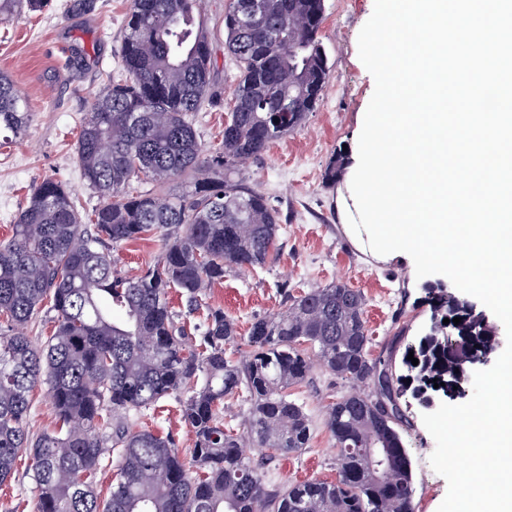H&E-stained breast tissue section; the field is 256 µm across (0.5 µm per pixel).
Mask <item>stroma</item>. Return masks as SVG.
I'll return each instance as SVG.
<instances>
[{
    "mask_svg": "<svg viewBox=\"0 0 512 512\" xmlns=\"http://www.w3.org/2000/svg\"><path fill=\"white\" fill-rule=\"evenodd\" d=\"M73 3L48 0L43 12L24 10L0 18V73L11 78L31 112L22 136L0 135V242L10 239L15 217L44 179L64 183L82 214H91L100 203L81 175L76 144L105 74L122 72L128 0H90L85 10L74 9ZM373 9L374 0H324L320 36L330 72L322 97L300 128L274 141L261 158L242 168L246 184L263 192L280 212L282 229L277 260L263 268L233 271L201 294L202 306L223 309L236 320L240 333H247L254 318L280 312L284 292L298 295L336 282L360 290L365 298L372 355L388 351L399 336L418 335L426 320L419 304L425 282L416 277L413 260L381 261L366 236L356 235L342 215L343 181L331 184L325 179L334 154L353 158L374 92V78L358 54L359 32ZM213 47L212 76L221 99L193 117L198 139L206 146L222 138L239 76L221 40H214ZM350 391L346 381L318 366L308 380L290 388L292 399L313 421L308 448L288 456L249 443L243 448L247 457L265 459L271 488L283 490L315 478L335 480L336 449L324 420L328 407ZM422 415L421 408H411L403 438L414 472L416 510L437 512L448 484L429 463L435 441ZM126 422L136 430L170 435L183 450L193 443L180 404L172 397L127 413ZM28 465V458L20 457L12 479L0 489V502L14 512H36L38 488Z\"/></svg>",
    "mask_w": 512,
    "mask_h": 512,
    "instance_id": "stroma-1",
    "label": "stroma"
}]
</instances>
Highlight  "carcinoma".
<instances>
[{"label":"carcinoma","mask_w":512,"mask_h":512,"mask_svg":"<svg viewBox=\"0 0 512 512\" xmlns=\"http://www.w3.org/2000/svg\"><path fill=\"white\" fill-rule=\"evenodd\" d=\"M245 2L227 0L224 10V50L239 82L218 148L202 145L191 121L218 98L213 34L197 19L200 0H129L125 77L107 76L76 147L100 205L86 224L69 189L46 179L0 244V486L27 454L39 488L36 512H415L397 404L408 394L455 393L469 359L494 341L496 327L466 297L430 284L427 327L406 344L398 375L393 355L371 357L362 294L334 283L284 292L281 313L251 323L239 359L226 355L239 332L221 309L207 312L199 344L189 342L170 290L194 311L207 285L273 260L279 213L236 174L315 111L329 74L319 36L323 0H258L250 21ZM44 3L0 0V15ZM29 121L24 97L0 73V133L18 137ZM181 179L185 190H166ZM141 181L159 190L138 192L133 184ZM144 237L162 242L158 260L134 276L118 271L113 247ZM44 309L53 329L38 345L23 329ZM315 361L372 394L329 407L336 480L272 490L264 463L246 457L243 442L285 456L308 447L311 418L287 389L304 382ZM42 384L57 428L34 436L27 416ZM173 394L194 435L186 453L173 439L120 420ZM226 400L246 404L240 433L224 427ZM369 448L386 450L391 476H373ZM110 452L118 473L102 499L95 476Z\"/></svg>","instance_id":"obj_1"}]
</instances>
